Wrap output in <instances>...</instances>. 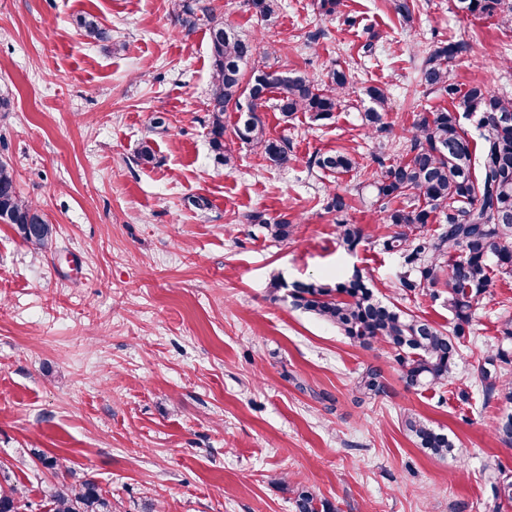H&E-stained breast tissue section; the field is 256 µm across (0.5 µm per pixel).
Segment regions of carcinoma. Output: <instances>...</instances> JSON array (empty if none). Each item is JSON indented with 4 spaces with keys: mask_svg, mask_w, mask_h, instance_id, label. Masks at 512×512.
<instances>
[{
    "mask_svg": "<svg viewBox=\"0 0 512 512\" xmlns=\"http://www.w3.org/2000/svg\"><path fill=\"white\" fill-rule=\"evenodd\" d=\"M259 15L272 24L277 0H248ZM176 18L183 28L207 23L212 62V85L207 102L210 144L216 158L229 166L232 156L224 148V113H238L236 137L258 150L273 165L287 169L293 161L286 138L266 133L261 112L273 108L285 118L302 112L313 123L324 124L342 109L350 84L348 73L334 68L327 80L305 75H287L260 63L269 56L260 44L246 39L216 19L210 0H177ZM455 9L473 17L498 16L512 26V0H454ZM416 0H394L397 15L412 20ZM466 39H450L431 46L420 68V83L427 89L448 94L450 108L416 115L402 153L389 162L377 160L378 168L365 174L360 189L368 190L371 205L378 206L383 221L397 228L383 241V248L402 255L406 271L400 279L406 292L434 288L447 279L448 310L455 318L452 331L432 325L394 304L379 300L372 286L359 272L334 284L295 282L286 284L281 276L271 280V292L291 287L292 306L329 323L349 341L364 349L383 345L395 352L403 378L413 388H435L448 384L461 356L473 309L489 288L487 257L496 251L502 273L512 274V98L493 93L478 81L460 95L449 62L467 52ZM372 106L361 113L367 134L388 131V92L384 87L367 90ZM478 117L482 139V161L476 162L472 142L461 126L460 114ZM309 167L341 173L356 168L355 158L346 152L317 153ZM406 201L402 209L390 208L394 199ZM345 193L329 195L326 209L338 216L350 208ZM443 224L429 233L427 226L437 215ZM260 224L275 240L292 234V222L283 215L269 221L260 213L246 216ZM0 223L14 224L24 239L44 247L53 233L39 209L21 199L7 164L0 162ZM341 245L353 250L362 230L345 220L337 223ZM460 256H454V253ZM500 344L486 355L476 381L483 393L499 399L506 411L498 417L499 439L512 445V319L500 323ZM355 390L360 398H375L386 391L381 372L366 367ZM405 430L424 452L443 457L452 452L453 441L415 414L404 417ZM0 512H25L18 489L10 484L8 465L0 461ZM49 512H115L112 496L91 479L79 483L64 480L45 492ZM295 512H337L309 488L297 491Z\"/></svg>",
    "mask_w": 512,
    "mask_h": 512,
    "instance_id": "cac0c4a2",
    "label": "carcinoma"
}]
</instances>
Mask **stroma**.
<instances>
[{
  "label": "stroma",
  "mask_w": 512,
  "mask_h": 512,
  "mask_svg": "<svg viewBox=\"0 0 512 512\" xmlns=\"http://www.w3.org/2000/svg\"><path fill=\"white\" fill-rule=\"evenodd\" d=\"M346 3L351 25L316 0H281L270 27L247 0H211L240 35H274L273 68L355 73L327 124L264 112L268 134L292 144L283 170L236 138L233 111V164L216 160L208 30L176 25L173 0H0V162L53 226L38 248L0 224V460L35 512L58 477L34 448L93 477L116 512H294L304 486L338 512H512L493 496L512 475V446L493 430L500 404L474 382L512 317V275L495 257L456 377L435 389L407 387L391 350L355 346L270 294L275 274L332 283L357 270L383 299L454 326L445 286L403 290V258L382 248L394 228L358 195L375 156L393 152L360 114L372 85L388 88L398 136L419 112L450 107L419 70L425 44L460 36L471 48L450 64L458 90L478 78L512 97V29L456 14L452 0H419L407 24L393 0ZM90 16L106 38L86 36ZM145 140L149 165L136 161ZM336 150L358 169L309 168ZM335 191L351 195L346 220L363 230L352 251L325 208ZM199 196L208 209L192 206ZM252 213L288 216L292 236L272 240ZM369 365L386 392L361 400L354 382ZM409 412L447 433L452 453L417 448Z\"/></svg>",
  "instance_id": "obj_1"
}]
</instances>
